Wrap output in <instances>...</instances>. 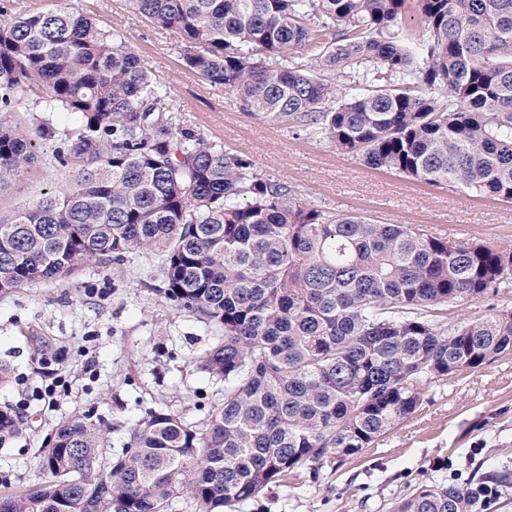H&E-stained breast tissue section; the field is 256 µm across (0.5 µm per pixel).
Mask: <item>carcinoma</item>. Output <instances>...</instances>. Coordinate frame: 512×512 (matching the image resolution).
Here are the masks:
<instances>
[{"label": "carcinoma", "instance_id": "1", "mask_svg": "<svg viewBox=\"0 0 512 512\" xmlns=\"http://www.w3.org/2000/svg\"><path fill=\"white\" fill-rule=\"evenodd\" d=\"M127 0L177 31L187 69L243 109L432 185L512 200V0ZM306 52L313 72L290 61ZM362 72L343 93L325 71ZM0 186L36 164L74 182L0 221V295L88 261L156 256L175 308L214 325L200 360L224 397L195 422L150 408L121 451L85 418L58 425L35 491L0 512H224L288 472L370 447L414 414L422 387L512 352V308L452 322L448 304L512 288V249L310 207L245 152L181 126L125 36L65 8L0 23ZM70 126H56L54 116ZM51 145L39 155L35 141ZM18 419L0 410V444ZM512 471L417 484L391 512H493L474 486Z\"/></svg>", "mask_w": 512, "mask_h": 512}]
</instances>
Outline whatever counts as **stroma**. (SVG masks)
<instances>
[{
  "label": "stroma",
  "mask_w": 512,
  "mask_h": 512,
  "mask_svg": "<svg viewBox=\"0 0 512 512\" xmlns=\"http://www.w3.org/2000/svg\"><path fill=\"white\" fill-rule=\"evenodd\" d=\"M61 7L122 31L181 106L186 127L250 154L264 178L288 184L306 204L512 247V201L368 168L320 137L246 112L234 93L184 66L178 32L154 27L125 0H0L11 17ZM69 184L68 172L34 166L0 187V220ZM161 280L156 258L133 252L118 264L93 261L56 282L0 295V365L9 370L0 407L20 419L0 445V486L38 488L45 480L39 450L72 416L107 425L105 445L119 449L145 409L200 419L217 404L224 383L199 360L220 332L167 303L157 291ZM505 469L512 471V353L432 381L420 408L370 447L315 474L293 471L224 512H388L417 483Z\"/></svg>",
  "instance_id": "1"
}]
</instances>
